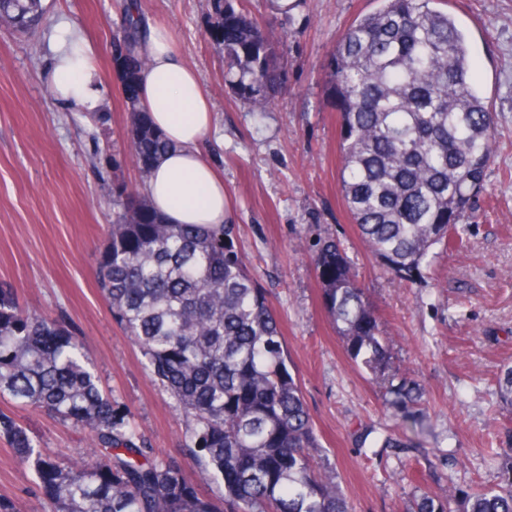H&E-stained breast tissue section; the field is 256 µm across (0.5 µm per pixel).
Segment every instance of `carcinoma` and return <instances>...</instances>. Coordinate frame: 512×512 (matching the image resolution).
<instances>
[{"label":"carcinoma","instance_id":"1","mask_svg":"<svg viewBox=\"0 0 512 512\" xmlns=\"http://www.w3.org/2000/svg\"><path fill=\"white\" fill-rule=\"evenodd\" d=\"M340 35L330 61L339 115L341 194L358 236L405 281L434 254L466 243L463 224L485 190L496 116L474 82L476 61L440 0H380ZM42 0H0V21L34 30ZM141 14L118 36L121 80L139 83ZM208 32L224 56V84L264 110L286 84L283 37L235 0H211ZM130 112L128 153L157 156L163 136ZM96 270L113 319L141 349L151 380L183 417L180 463L146 447L128 409L104 391L75 331L23 310L0 287V400L41 409L84 432L90 449L62 463L47 456L14 413L0 409V438L31 475L44 512H349L344 489L317 462L319 435L289 371L279 319L235 247L236 224H169L144 197L120 191ZM324 304L348 357L385 378L379 317L339 244L309 254ZM393 403L422 393L386 378ZM505 485L467 495L462 512H512V452Z\"/></svg>","mask_w":512,"mask_h":512}]
</instances>
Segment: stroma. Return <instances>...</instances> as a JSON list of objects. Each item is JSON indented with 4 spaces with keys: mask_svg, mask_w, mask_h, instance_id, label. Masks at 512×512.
Instances as JSON below:
<instances>
[{
    "mask_svg": "<svg viewBox=\"0 0 512 512\" xmlns=\"http://www.w3.org/2000/svg\"><path fill=\"white\" fill-rule=\"evenodd\" d=\"M32 34L0 23V285L22 307L85 337L102 387L133 415L162 458L182 452L184 423L156 387L96 286L116 187L143 186L127 154L115 61L127 0H44ZM146 20L175 28L179 50L210 98L205 148L224 176L239 226L235 241L281 323L292 373L335 466L351 512H412L423 494L461 512L463 493L503 479L500 455L512 408L499 380L512 366V0H446L477 61L475 81L496 111V147L466 221V250L437 252L399 281L366 251L341 196L339 119L327 91L329 60L343 30L380 0H245L262 26L286 36L287 85L265 112L224 87V57L206 33L209 0H140ZM67 20L94 51L105 91L95 114L52 95L49 35ZM334 238L380 318L390 371L415 381L423 416L404 432L382 382L348 359L305 246ZM48 453L76 459L83 432L48 413L16 409ZM399 435L400 445L383 447ZM0 496L42 512L28 471L0 440Z\"/></svg>",
    "mask_w": 512,
    "mask_h": 512,
    "instance_id": "35a3bbf8",
    "label": "stroma"
}]
</instances>
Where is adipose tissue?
<instances>
[{
  "label": "adipose tissue",
  "mask_w": 512,
  "mask_h": 512,
  "mask_svg": "<svg viewBox=\"0 0 512 512\" xmlns=\"http://www.w3.org/2000/svg\"><path fill=\"white\" fill-rule=\"evenodd\" d=\"M53 40V94L65 104L93 111L103 77L91 48L66 21L55 26ZM142 49L148 64L140 76V103L170 145L144 186L145 196L172 224L230 223L224 178L202 150L213 127V108L197 71L179 56L177 33L169 25L150 27Z\"/></svg>",
  "instance_id": "ef3b65f1"
}]
</instances>
